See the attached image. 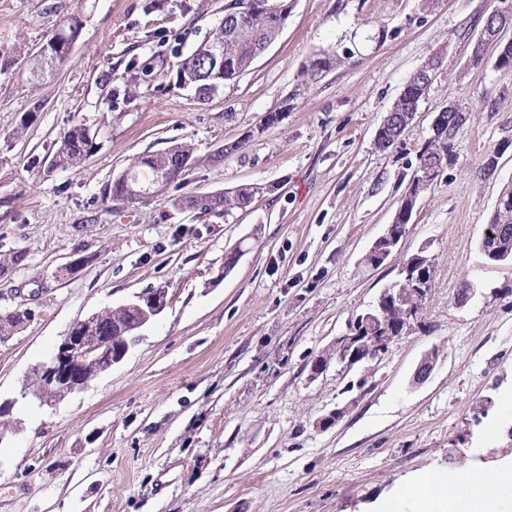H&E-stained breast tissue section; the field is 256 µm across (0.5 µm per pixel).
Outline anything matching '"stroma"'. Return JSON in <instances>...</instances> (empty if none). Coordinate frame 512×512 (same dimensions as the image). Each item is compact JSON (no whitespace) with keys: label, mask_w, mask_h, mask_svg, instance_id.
I'll return each instance as SVG.
<instances>
[{"label":"stroma","mask_w":512,"mask_h":512,"mask_svg":"<svg viewBox=\"0 0 512 512\" xmlns=\"http://www.w3.org/2000/svg\"><path fill=\"white\" fill-rule=\"evenodd\" d=\"M226 2L0 0V254L25 255L0 273V312L29 313L0 338V401L15 400L22 423L0 443V512H373L417 473L493 480L512 462V262L479 251L512 151L495 175L470 172L512 141V76L495 51L470 61L497 0H288L277 39L201 101L177 70ZM73 15L83 29L64 64L30 79V54ZM325 52L342 65L314 71ZM434 54L411 125L380 150L379 124ZM451 102L471 113L459 162L419 199L400 248L435 257L419 327L364 387L332 362L311 378L312 360L331 361L349 319L397 279L396 259L373 269L364 257ZM270 112L284 118L263 126ZM76 124L95 132L94 152L54 167ZM176 142L195 158L181 194H260L229 215L103 200L133 158ZM463 278L476 292L462 303ZM158 288L169 304L120 364L54 407L18 403L73 322Z\"/></svg>","instance_id":"1"}]
</instances>
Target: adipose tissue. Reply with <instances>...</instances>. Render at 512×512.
I'll return each mask as SVG.
<instances>
[{"label":"adipose tissue","instance_id":"obj_1","mask_svg":"<svg viewBox=\"0 0 512 512\" xmlns=\"http://www.w3.org/2000/svg\"><path fill=\"white\" fill-rule=\"evenodd\" d=\"M503 474L498 482L474 473L420 474L376 512H512V468Z\"/></svg>","mask_w":512,"mask_h":512}]
</instances>
